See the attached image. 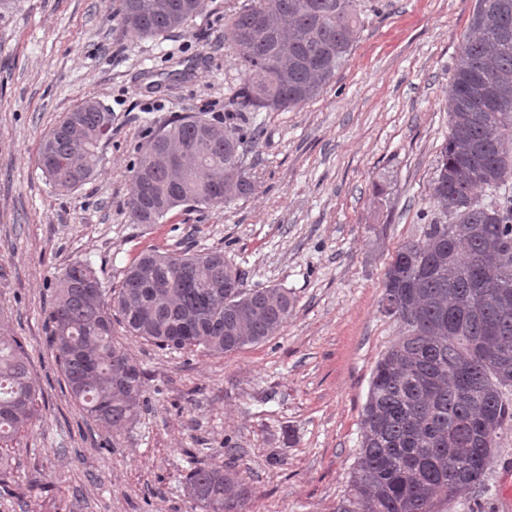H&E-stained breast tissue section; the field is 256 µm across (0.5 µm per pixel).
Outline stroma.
Here are the masks:
<instances>
[{
  "label": "stroma",
  "mask_w": 512,
  "mask_h": 512,
  "mask_svg": "<svg viewBox=\"0 0 512 512\" xmlns=\"http://www.w3.org/2000/svg\"><path fill=\"white\" fill-rule=\"evenodd\" d=\"M252 0H204L164 37L121 25L119 0H0V313L42 387L38 421L8 448L0 512H195V462L232 463L253 489L246 512H335L361 441L372 371L404 327L379 301L398 249L422 237L448 137V85L475 0H356L365 24L313 100L245 112L242 158L253 194L127 217L147 128L233 109L244 69L224 31ZM112 111L93 178L57 194L40 141L87 99ZM221 249L247 287L295 299L262 344L215 356L163 350L114 325L140 364L144 406L118 430L71 399L48 345L47 313L66 267L89 262L106 291L141 251ZM483 491L438 512H507L512 422L496 439Z\"/></svg>",
  "instance_id": "obj_1"
}]
</instances>
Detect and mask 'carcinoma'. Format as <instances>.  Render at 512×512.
I'll return each instance as SVG.
<instances>
[{
  "instance_id": "obj_1",
  "label": "carcinoma",
  "mask_w": 512,
  "mask_h": 512,
  "mask_svg": "<svg viewBox=\"0 0 512 512\" xmlns=\"http://www.w3.org/2000/svg\"><path fill=\"white\" fill-rule=\"evenodd\" d=\"M120 0L135 36H164L196 16L202 0ZM355 0H260L225 24L247 78L240 112L279 111L315 98L346 60L363 27ZM201 115L167 124L202 155L181 177L133 164L128 218L161 224L177 208L230 204L255 190L237 174L235 147L250 132ZM448 139L436 161L434 212L423 239L405 243L385 273L381 312L413 323L376 362L362 414L357 460L336 512H435L437 500L484 489L498 432L512 421V0H476L448 89ZM112 112L88 99L44 137L39 164L60 193L77 190L98 162ZM489 193V201L479 192ZM281 288H248L224 252L154 248L123 271L113 302L88 263L70 264L48 314V344L71 398L96 425L120 428L144 405V372L112 340V312L160 349L212 355L264 342L288 321ZM40 386L24 343L0 320V444L34 424ZM203 512L245 509L253 491L231 464L199 463L186 478Z\"/></svg>"
}]
</instances>
